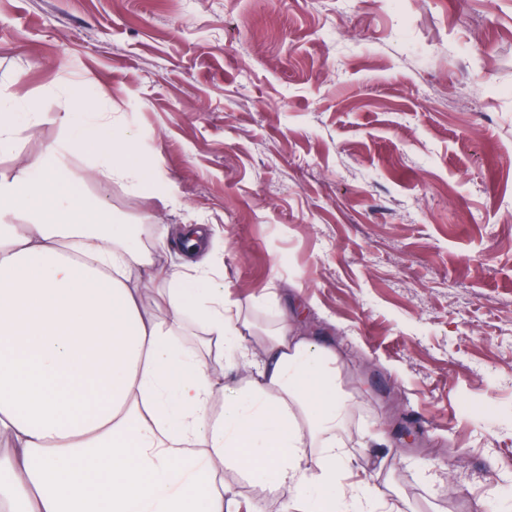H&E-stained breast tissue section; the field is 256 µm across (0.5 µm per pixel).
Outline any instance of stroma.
<instances>
[{
	"label": "stroma",
	"instance_id": "obj_1",
	"mask_svg": "<svg viewBox=\"0 0 512 512\" xmlns=\"http://www.w3.org/2000/svg\"><path fill=\"white\" fill-rule=\"evenodd\" d=\"M77 84L159 178L80 150L79 191L209 225L254 332L343 345L337 435L396 512L512 506V0H0V94L40 115L0 174Z\"/></svg>",
	"mask_w": 512,
	"mask_h": 512
}]
</instances>
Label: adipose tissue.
Instances as JSON below:
<instances>
[{
	"label": "adipose tissue",
	"mask_w": 512,
	"mask_h": 512,
	"mask_svg": "<svg viewBox=\"0 0 512 512\" xmlns=\"http://www.w3.org/2000/svg\"><path fill=\"white\" fill-rule=\"evenodd\" d=\"M70 97L67 138L39 167L0 175V437L11 445L0 512H262L255 500L240 507L228 470L282 491L283 512H386L380 490L348 479L336 432L351 404L335 346L285 325L247 335L201 256L206 225L178 231L190 273L156 269L131 225L78 195L63 159L92 152L103 183L138 192L156 189L155 173L96 99L80 87ZM137 267L164 318L141 311ZM188 317L202 348L178 335ZM211 347L227 371L203 363ZM244 365L255 376L233 379Z\"/></svg>",
	"instance_id": "obj_1"
}]
</instances>
